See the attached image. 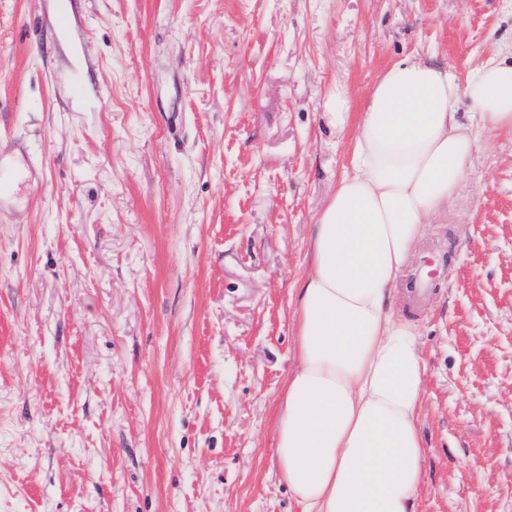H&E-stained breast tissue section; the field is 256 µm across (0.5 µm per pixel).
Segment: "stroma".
<instances>
[{"label":"stroma","mask_w":512,"mask_h":512,"mask_svg":"<svg viewBox=\"0 0 512 512\" xmlns=\"http://www.w3.org/2000/svg\"><path fill=\"white\" fill-rule=\"evenodd\" d=\"M408 56L511 59L512 0H0V145L30 173L0 205V512H299L294 288ZM399 290L416 512H512V132L478 133ZM326 111L329 113L336 127L344 128L349 114V101L347 96L343 92L337 91L336 96H333L327 101Z\"/></svg>","instance_id":"stroma-1"}]
</instances>
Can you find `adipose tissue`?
<instances>
[{"instance_id":"obj_1","label":"adipose tissue","mask_w":512,"mask_h":512,"mask_svg":"<svg viewBox=\"0 0 512 512\" xmlns=\"http://www.w3.org/2000/svg\"><path fill=\"white\" fill-rule=\"evenodd\" d=\"M476 127L512 132V61L489 58L461 80L408 58L370 92L296 288L297 366L278 403L275 455L300 512H416L427 366L393 303L429 217L471 164Z\"/></svg>"}]
</instances>
